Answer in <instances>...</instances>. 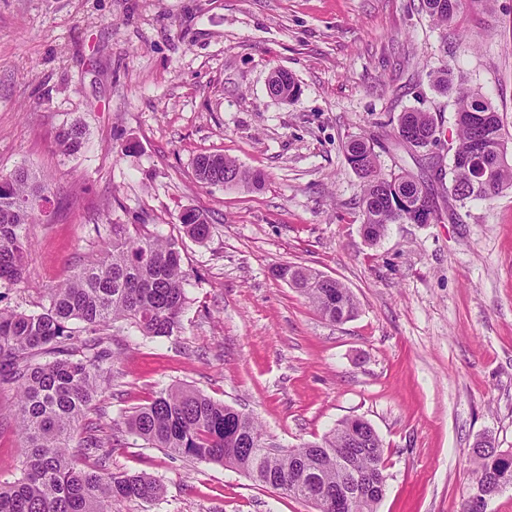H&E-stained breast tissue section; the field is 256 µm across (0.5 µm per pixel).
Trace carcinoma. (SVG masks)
<instances>
[{
	"mask_svg": "<svg viewBox=\"0 0 512 512\" xmlns=\"http://www.w3.org/2000/svg\"><path fill=\"white\" fill-rule=\"evenodd\" d=\"M464 0H421V8L442 30L448 43ZM273 90L295 96L294 77L278 72ZM459 143L451 158L455 201L492 200L512 187L505 130L492 103L461 82L455 87ZM396 133L414 148L441 141L440 128L427 112L403 113ZM58 141L65 155L78 152L83 130L62 128ZM348 161L362 180L358 206L365 236L380 238L390 224L411 222L394 207L397 190L412 204L427 208L438 220L436 206L423 182L410 174L386 173L374 149L362 138L348 143ZM202 183L257 188L262 178L222 155H200L194 162ZM48 187L31 168L21 165L0 172V284L20 282L30 246L29 228L37 223ZM185 232L196 240L209 234L198 213L181 215ZM275 276L298 289L325 319L339 323L356 316L358 303L341 282L322 273L285 264ZM186 272L176 240L145 230V225H112L105 256L87 264L51 289L48 306L38 313L0 307V377L19 391V427L26 440L22 477L0 484V512H112L115 499L152 503L160 499L159 480L110 468V452L102 438L82 425L102 385L112 383L109 345L112 331L132 329L146 339L179 331L186 304ZM49 356L44 362L34 358ZM128 433L151 448L199 461L218 462L240 470L254 481L308 503L322 492L369 475L386 479L384 449L378 434H351V420L341 421L316 442L272 451L258 419L217 402L189 386L167 387L151 401L123 417ZM473 484L494 486L512 481V455L491 443L476 445L471 459Z\"/></svg>",
	"mask_w": 512,
	"mask_h": 512,
	"instance_id": "obj_1",
	"label": "carcinoma"
}]
</instances>
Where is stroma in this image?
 Here are the masks:
<instances>
[{"label": "stroma", "instance_id": "stroma-1", "mask_svg": "<svg viewBox=\"0 0 512 512\" xmlns=\"http://www.w3.org/2000/svg\"><path fill=\"white\" fill-rule=\"evenodd\" d=\"M444 63L512 138V0H473L444 35L420 0H0V170L27 165L50 190L0 305L41 311L50 288L102 257L113 225H148L179 243L181 329L117 332L97 407L114 419L185 384L287 448L361 418L384 445L377 512H460L475 443L512 453V189L463 207L450 196L456 108L434 85ZM278 69L300 87L291 101L268 91ZM411 109L434 117L438 146L396 138ZM72 124L84 145L65 156L57 134ZM358 137L384 171L426 182L438 221L364 237L347 158ZM201 154L265 182H198ZM188 210L206 218L204 241L185 233ZM282 263L340 281L357 315L322 318L273 275ZM17 412L1 382V482L21 473ZM112 468L163 486L159 501L112 512H311L239 470L141 443L113 448Z\"/></svg>", "mask_w": 512, "mask_h": 512}]
</instances>
